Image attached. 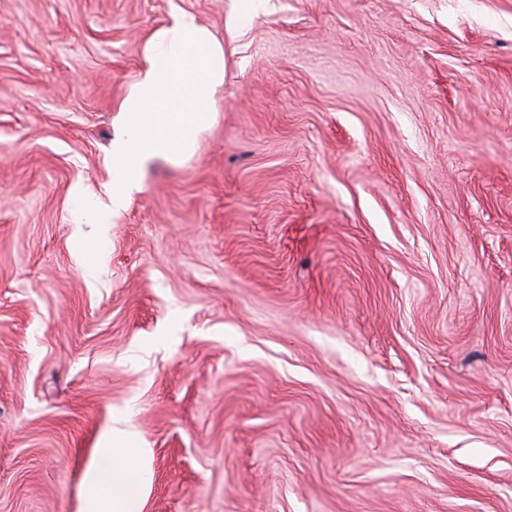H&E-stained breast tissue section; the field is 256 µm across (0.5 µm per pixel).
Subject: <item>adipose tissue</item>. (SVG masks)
I'll use <instances>...</instances> for the list:
<instances>
[{
  "label": "adipose tissue",
  "instance_id": "ef3b65f1",
  "mask_svg": "<svg viewBox=\"0 0 512 512\" xmlns=\"http://www.w3.org/2000/svg\"><path fill=\"white\" fill-rule=\"evenodd\" d=\"M144 67L120 110L124 132L112 148L109 202L96 214L105 223L140 187L141 171L154 158L192 155L211 122L213 103L224 83V46L191 13L171 15L143 49ZM83 478V512H143L150 451L132 445L129 430L106 435Z\"/></svg>",
  "mask_w": 512,
  "mask_h": 512
}]
</instances>
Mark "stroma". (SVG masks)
<instances>
[{"label":"stroma","instance_id":"35a3bbf8","mask_svg":"<svg viewBox=\"0 0 512 512\" xmlns=\"http://www.w3.org/2000/svg\"><path fill=\"white\" fill-rule=\"evenodd\" d=\"M238 6L0 0V512L115 426L143 512H512V0ZM177 12L215 119L75 223Z\"/></svg>","mask_w":512,"mask_h":512}]
</instances>
